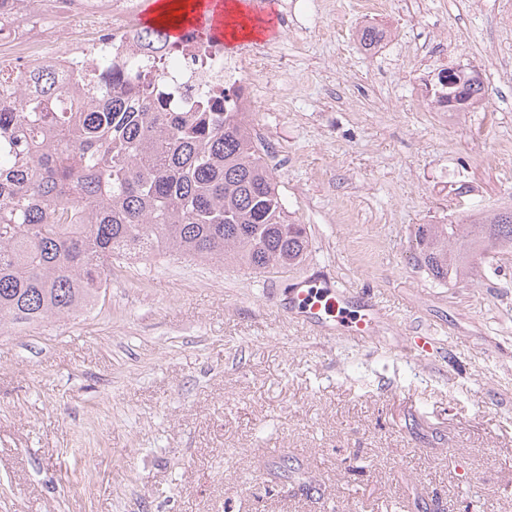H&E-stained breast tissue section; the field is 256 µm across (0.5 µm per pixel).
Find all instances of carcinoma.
<instances>
[{"mask_svg": "<svg viewBox=\"0 0 512 512\" xmlns=\"http://www.w3.org/2000/svg\"><path fill=\"white\" fill-rule=\"evenodd\" d=\"M145 46L171 40L142 25ZM383 32L359 30L368 50ZM80 95L60 99L50 76L0 74V326L65 318L98 304L112 267L140 256L232 264L255 273L306 257V226L288 219L245 112L205 97L193 112H165L150 83L112 74L106 54L83 68ZM446 76L454 108L485 97L481 76ZM417 261L455 286L483 260L512 249V209L469 222L420 224Z\"/></svg>", "mask_w": 512, "mask_h": 512, "instance_id": "carcinoma-1", "label": "carcinoma"}]
</instances>
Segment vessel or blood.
I'll return each mask as SVG.
<instances>
[{
  "mask_svg": "<svg viewBox=\"0 0 512 512\" xmlns=\"http://www.w3.org/2000/svg\"><path fill=\"white\" fill-rule=\"evenodd\" d=\"M222 0H205L197 21L200 29L208 31L214 40H222L223 25L218 10ZM288 311L302 323L330 332H342L362 343L376 342L383 313L373 304L358 303L355 295L330 282L311 277L296 279L288 291Z\"/></svg>",
  "mask_w": 512,
  "mask_h": 512,
  "instance_id": "b4317fda",
  "label": "vessel or blood"
}]
</instances>
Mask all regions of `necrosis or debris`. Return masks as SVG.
<instances>
[{
  "label": "necrosis or debris",
  "mask_w": 512,
  "mask_h": 512,
  "mask_svg": "<svg viewBox=\"0 0 512 512\" xmlns=\"http://www.w3.org/2000/svg\"><path fill=\"white\" fill-rule=\"evenodd\" d=\"M139 16V0H0V67L51 74L61 90L71 92L78 69L106 45L112 70L122 77L160 63L158 86L167 111H193L219 87L233 111H259L261 99L250 76L274 68L272 54L245 46L228 58L223 48L201 49L191 34L176 46L146 47L135 37Z\"/></svg>",
  "instance_id": "1"
}]
</instances>
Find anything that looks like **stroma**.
<instances>
[{"label":"stroma","mask_w":512,"mask_h":512,"mask_svg":"<svg viewBox=\"0 0 512 512\" xmlns=\"http://www.w3.org/2000/svg\"><path fill=\"white\" fill-rule=\"evenodd\" d=\"M336 0H251L254 134L308 255L250 274L162 257L117 269L98 306L0 328V512H512V252L482 278L422 271L418 224L512 207V82L434 112L424 78L512 63V0H427L378 53ZM367 293L361 346L292 319L298 276ZM435 347L406 356L408 337Z\"/></svg>","instance_id":"obj_1"}]
</instances>
